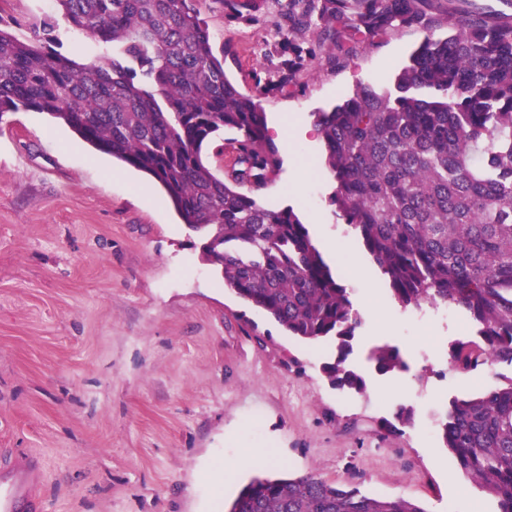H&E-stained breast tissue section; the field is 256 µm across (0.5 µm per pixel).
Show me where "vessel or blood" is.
Returning <instances> with one entry per match:
<instances>
[{
    "label": "vessel or blood",
    "mask_w": 512,
    "mask_h": 512,
    "mask_svg": "<svg viewBox=\"0 0 512 512\" xmlns=\"http://www.w3.org/2000/svg\"><path fill=\"white\" fill-rule=\"evenodd\" d=\"M43 464L33 453L0 454V512H46Z\"/></svg>",
    "instance_id": "1"
}]
</instances>
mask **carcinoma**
<instances>
[{"label":"carcinoma","mask_w":512,"mask_h":512,"mask_svg":"<svg viewBox=\"0 0 512 512\" xmlns=\"http://www.w3.org/2000/svg\"><path fill=\"white\" fill-rule=\"evenodd\" d=\"M73 26L106 48L86 66L52 48L48 22L16 36L0 17V118L32 110L68 125L93 149L141 171L165 190L182 223L202 233L224 287L264 311L290 336L334 343L323 366L330 384L362 394L350 368L363 325L306 225L290 207L274 211L243 190L279 167L260 100L224 72L194 0H56ZM355 29L427 32L394 89L358 85L315 113L332 202L385 276L402 307H455L477 339L455 342L450 369L469 374L512 365V16L472 2L364 0ZM221 130L238 137V168L219 176L202 149ZM376 370L405 367L381 346ZM398 409L392 435L411 423ZM442 447L465 477L512 512V378L498 389L455 398L440 420ZM226 512H426L312 473L256 477Z\"/></svg>","instance_id":"carcinoma-1"}]
</instances>
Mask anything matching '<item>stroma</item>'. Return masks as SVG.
Listing matches in <instances>:
<instances>
[{
    "label": "stroma",
    "instance_id": "stroma-1",
    "mask_svg": "<svg viewBox=\"0 0 512 512\" xmlns=\"http://www.w3.org/2000/svg\"><path fill=\"white\" fill-rule=\"evenodd\" d=\"M323 2L300 0L311 17L295 29L279 0H195L227 77L258 95L268 120L311 123L357 84L390 87L425 36L409 27L367 39L353 16L322 15ZM0 18L21 37L51 20L58 52L78 63L103 54L56 0H0ZM298 150L309 164L300 191L284 166L255 196L316 217L339 245L325 261L354 304L370 292L380 302L350 357L367 378L362 394L324 375L331 343L285 335L225 288L152 179L47 114L0 116V449L41 456L48 512H224L254 476L309 472L426 512H497L442 448L437 423L452 399L496 388L512 366L449 371L452 344L475 334L468 314L416 322L384 278L369 291L349 276L351 260L375 265L331 203L321 137ZM385 343L405 370L369 367V349ZM401 405L411 424L382 437L381 420ZM248 448L268 452L266 465L224 488L205 480Z\"/></svg>",
    "mask_w": 512,
    "mask_h": 512
}]
</instances>
